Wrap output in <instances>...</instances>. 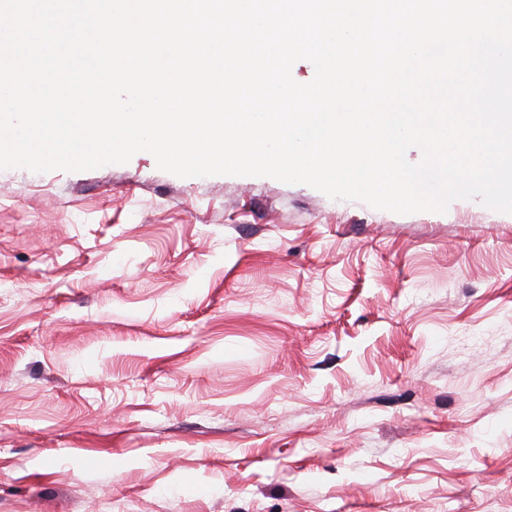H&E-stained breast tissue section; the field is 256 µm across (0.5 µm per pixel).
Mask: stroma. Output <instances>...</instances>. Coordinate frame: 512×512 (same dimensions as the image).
I'll list each match as a JSON object with an SVG mask.
<instances>
[{
  "label": "stroma",
  "mask_w": 512,
  "mask_h": 512,
  "mask_svg": "<svg viewBox=\"0 0 512 512\" xmlns=\"http://www.w3.org/2000/svg\"><path fill=\"white\" fill-rule=\"evenodd\" d=\"M0 512H512V214L0 170Z\"/></svg>",
  "instance_id": "obj_1"
}]
</instances>
